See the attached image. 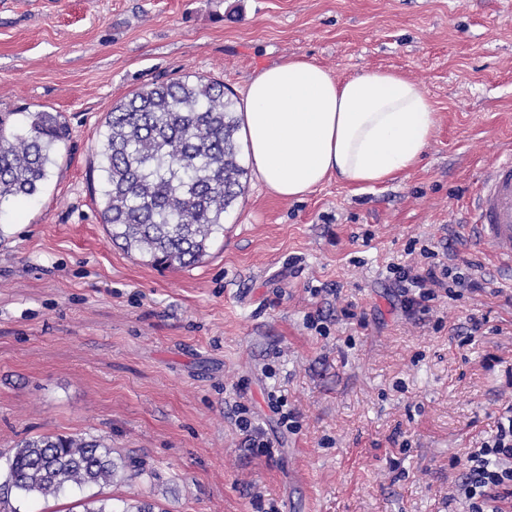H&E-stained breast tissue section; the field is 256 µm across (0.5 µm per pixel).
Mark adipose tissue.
Here are the masks:
<instances>
[{
  "label": "adipose tissue",
  "instance_id": "1",
  "mask_svg": "<svg viewBox=\"0 0 512 512\" xmlns=\"http://www.w3.org/2000/svg\"><path fill=\"white\" fill-rule=\"evenodd\" d=\"M240 118L260 183L298 200L330 179L356 191L391 181L420 162L436 129L417 81L380 69L340 80L301 57L256 72Z\"/></svg>",
  "mask_w": 512,
  "mask_h": 512
}]
</instances>
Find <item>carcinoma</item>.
Masks as SVG:
<instances>
[{
	"instance_id": "obj_1",
	"label": "carcinoma",
	"mask_w": 512,
	"mask_h": 512,
	"mask_svg": "<svg viewBox=\"0 0 512 512\" xmlns=\"http://www.w3.org/2000/svg\"><path fill=\"white\" fill-rule=\"evenodd\" d=\"M0 112V202L33 199L57 147L70 138L60 115ZM98 154L102 223L110 238L152 265L189 267L208 256L212 234L244 191L237 100L224 84L188 75L145 86L112 107ZM4 487L25 497L114 484L145 468L113 457L100 439L37 436L5 458Z\"/></svg>"
}]
</instances>
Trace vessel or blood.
Wrapping results in <instances>:
<instances>
[{"label":"vessel or blood","instance_id":"b4317fda","mask_svg":"<svg viewBox=\"0 0 512 512\" xmlns=\"http://www.w3.org/2000/svg\"><path fill=\"white\" fill-rule=\"evenodd\" d=\"M472 222L498 264L512 268V147L500 152L473 198Z\"/></svg>","mask_w":512,"mask_h":512}]
</instances>
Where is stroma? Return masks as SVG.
Wrapping results in <instances>:
<instances>
[{
  "mask_svg": "<svg viewBox=\"0 0 512 512\" xmlns=\"http://www.w3.org/2000/svg\"><path fill=\"white\" fill-rule=\"evenodd\" d=\"M293 57L422 84L437 122L422 162L301 200L249 176L192 267L114 245L97 157L113 105L185 74L240 99ZM38 110L71 137L35 200L0 203V453L103 438L146 469L99 489L115 512H463L448 502L456 462L512 399V270L462 229L512 145V0H0V112ZM430 251L503 295L403 312L388 268ZM475 318L483 333L466 338ZM271 390L297 429L277 426ZM238 402L272 453L236 427Z\"/></svg>",
  "mask_w": 512,
  "mask_h": 512,
  "instance_id": "35a3bbf8",
  "label": "stroma"
}]
</instances>
